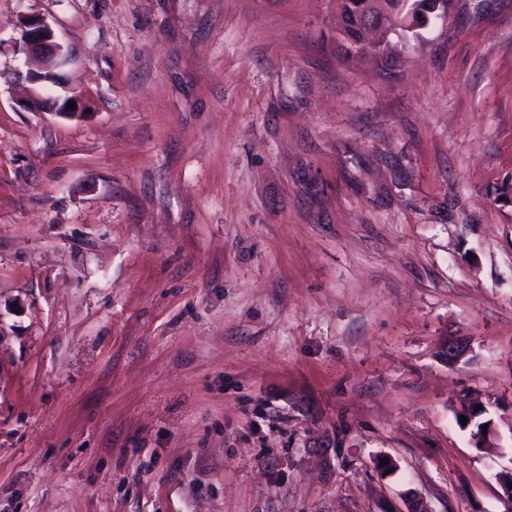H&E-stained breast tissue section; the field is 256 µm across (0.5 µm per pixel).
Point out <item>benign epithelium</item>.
<instances>
[{"mask_svg": "<svg viewBox=\"0 0 512 512\" xmlns=\"http://www.w3.org/2000/svg\"><path fill=\"white\" fill-rule=\"evenodd\" d=\"M392 9L384 10L386 18H377V11L363 3L356 5L360 18L359 31L350 34L342 27L336 28V46L339 52L351 59L375 55L383 60L392 54H402L404 49L390 39L398 28L422 29L433 17L448 15V0H393ZM23 27V53L37 61V66L26 72V81L32 86L31 96L24 108L34 112L47 111L57 116H81L82 98L74 89L64 85L63 69L70 63L68 48L59 41L52 25L43 17L32 15L20 20ZM74 102L69 109L64 100ZM448 363L456 364L469 353L468 343L459 339L448 340ZM499 497L512 512V469L498 475Z\"/></svg>", "mask_w": 512, "mask_h": 512, "instance_id": "1", "label": "benign epithelium"}]
</instances>
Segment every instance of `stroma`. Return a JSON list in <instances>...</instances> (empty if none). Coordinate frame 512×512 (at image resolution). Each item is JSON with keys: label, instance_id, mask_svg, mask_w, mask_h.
<instances>
[{"label": "stroma", "instance_id": "1", "mask_svg": "<svg viewBox=\"0 0 512 512\" xmlns=\"http://www.w3.org/2000/svg\"><path fill=\"white\" fill-rule=\"evenodd\" d=\"M28 15L83 117L21 107ZM335 24L0 0V512H504L512 0H452L398 78Z\"/></svg>", "mask_w": 512, "mask_h": 512}]
</instances>
